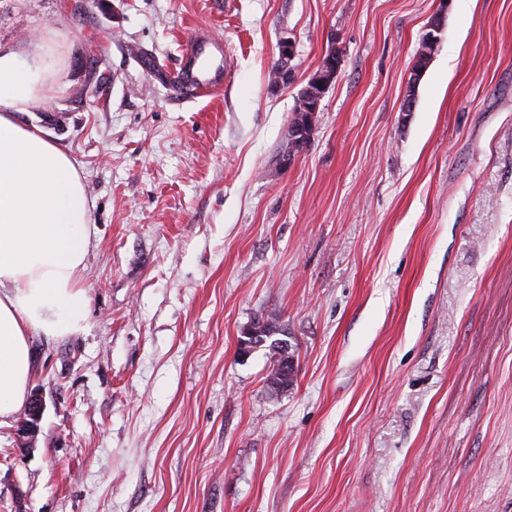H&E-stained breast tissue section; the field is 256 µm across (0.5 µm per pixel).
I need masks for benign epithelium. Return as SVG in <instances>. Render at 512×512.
<instances>
[{"mask_svg": "<svg viewBox=\"0 0 512 512\" xmlns=\"http://www.w3.org/2000/svg\"><path fill=\"white\" fill-rule=\"evenodd\" d=\"M439 5L440 9L431 18L428 31L422 39L421 50L410 71L408 78L409 90L402 105V111L404 112L414 111L415 86L438 47L437 33L441 30L443 17L448 11L450 0H440ZM331 43H333V47L325 53L319 69L309 77L307 85L301 90L296 100L293 120L288 126V149L285 153V156L290 159L306 150V141L310 140L309 132L313 131L315 114L319 112L324 92L332 83L340 65V56L336 55V47H334L336 38H331ZM294 57L293 41L290 39L282 40L279 45L275 83H288L292 74L291 61ZM44 411L45 402L42 394L38 391L33 392L16 429V435L21 446H30L38 432Z\"/></svg>", "mask_w": 512, "mask_h": 512, "instance_id": "1", "label": "benign epithelium"}]
</instances>
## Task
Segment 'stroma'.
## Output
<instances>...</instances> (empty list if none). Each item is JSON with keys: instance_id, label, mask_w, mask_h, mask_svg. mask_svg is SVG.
<instances>
[{"instance_id": "35a3bbf8", "label": "stroma", "mask_w": 512, "mask_h": 512, "mask_svg": "<svg viewBox=\"0 0 512 512\" xmlns=\"http://www.w3.org/2000/svg\"><path fill=\"white\" fill-rule=\"evenodd\" d=\"M0 0L49 36L24 113L93 204L84 330L30 339L45 411L0 427V512H512V0ZM219 93L176 99L197 28ZM293 79L269 73L283 38ZM305 152L268 176L328 46ZM279 315L285 393L238 341ZM450 2V0H440V9L431 18V21L428 25V31L422 39L421 50L410 71V76L407 82V84H409V90L404 99L401 112L414 111L415 97L413 92L416 84L427 68L429 61L431 60L432 56H434L438 47L439 41L436 33L441 30L443 17L448 11ZM45 411V402L40 392L34 391L28 401L23 417L18 422L16 435L23 447L30 444L38 432L39 423Z\"/></svg>"}]
</instances>
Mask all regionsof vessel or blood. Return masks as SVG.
Returning <instances> with one entry per match:
<instances>
[{
    "label": "vessel or blood",
    "mask_w": 512,
    "mask_h": 512,
    "mask_svg": "<svg viewBox=\"0 0 512 512\" xmlns=\"http://www.w3.org/2000/svg\"><path fill=\"white\" fill-rule=\"evenodd\" d=\"M228 69L221 43L203 30H195L182 54L180 84L185 95L221 90Z\"/></svg>",
    "instance_id": "1"
}]
</instances>
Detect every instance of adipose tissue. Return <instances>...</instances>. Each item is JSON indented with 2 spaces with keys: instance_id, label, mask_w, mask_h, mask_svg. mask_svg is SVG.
Returning a JSON list of instances; mask_svg holds the SVG:
<instances>
[{
  "instance_id": "ef3b65f1",
  "label": "adipose tissue",
  "mask_w": 512,
  "mask_h": 512,
  "mask_svg": "<svg viewBox=\"0 0 512 512\" xmlns=\"http://www.w3.org/2000/svg\"><path fill=\"white\" fill-rule=\"evenodd\" d=\"M59 79L48 51L0 49V426L27 403L31 336L78 333L89 313L83 178L41 127L19 119L47 102Z\"/></svg>"
}]
</instances>
